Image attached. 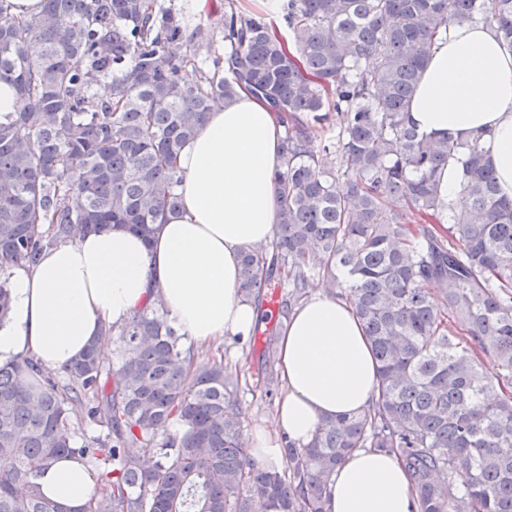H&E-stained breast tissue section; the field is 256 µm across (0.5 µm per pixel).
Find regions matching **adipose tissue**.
<instances>
[{
  "label": "adipose tissue",
  "instance_id": "obj_1",
  "mask_svg": "<svg viewBox=\"0 0 512 512\" xmlns=\"http://www.w3.org/2000/svg\"><path fill=\"white\" fill-rule=\"evenodd\" d=\"M407 120L429 137L480 136L499 194L512 201V47L491 25L450 27L420 75ZM283 126L248 91L209 112L181 150L178 214L151 239L116 224L46 249L12 275V308L0 323V363L29 356L52 370L78 358L103 326L125 324L162 299L193 343L248 337L259 316L238 292V258L270 244L279 222L274 174ZM282 394L274 428H254L252 458L282 466L285 440L307 445L324 417L360 413L376 390L377 365L348 303L313 292L277 339ZM43 493L79 512L92 497V474L61 459L40 476ZM410 478L388 452H353L332 478L328 512H416Z\"/></svg>",
  "mask_w": 512,
  "mask_h": 512
}]
</instances>
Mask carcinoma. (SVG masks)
I'll use <instances>...</instances> for the list:
<instances>
[{"instance_id":"carcinoma-1","label":"carcinoma","mask_w":512,"mask_h":512,"mask_svg":"<svg viewBox=\"0 0 512 512\" xmlns=\"http://www.w3.org/2000/svg\"><path fill=\"white\" fill-rule=\"evenodd\" d=\"M13 8L0 0V81L17 93L0 114V322L14 267L112 224L148 240L177 213L180 151L243 87L285 135L280 221L270 247L240 253L239 292L259 305L284 282L286 320L325 279L364 326L377 386L369 409L323 418L271 469L246 446L238 373L200 361L157 299L61 371L0 365V512H68L37 481L61 455L98 472L82 512H328L333 474L361 448L398 457L417 512H512V202L480 138L427 137L406 120L450 24L484 21L512 46V0H282L286 35L224 0L189 42L187 4ZM451 160L469 220L447 226L437 172ZM76 422L105 433L80 443Z\"/></svg>"}]
</instances>
